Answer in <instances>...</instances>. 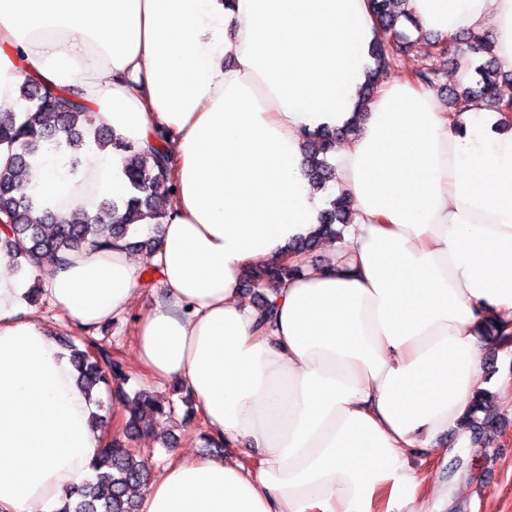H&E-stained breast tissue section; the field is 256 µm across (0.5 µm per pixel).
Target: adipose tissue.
Returning a JSON list of instances; mask_svg holds the SVG:
<instances>
[{
	"label": "adipose tissue",
	"mask_w": 512,
	"mask_h": 512,
	"mask_svg": "<svg viewBox=\"0 0 512 512\" xmlns=\"http://www.w3.org/2000/svg\"><path fill=\"white\" fill-rule=\"evenodd\" d=\"M405 9L442 39L492 33L512 72V0ZM377 36L370 0H0V113L19 112L30 73L134 151L171 158L162 224L139 226L167 299L139 313L135 358L254 463L174 450L141 512H427L406 457L460 431L483 385L482 317L512 325V130L482 104L447 112L407 77L361 100ZM349 120L333 153L348 246L288 255L326 207L302 138ZM87 155L74 168L45 151L28 193L65 219L127 196L123 153ZM277 261L302 273L262 334L241 274ZM12 263L0 251V512H54L107 435ZM28 273L83 329L141 288L121 241Z\"/></svg>",
	"instance_id": "ef3b65f1"
}]
</instances>
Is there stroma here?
I'll list each match as a JSON object with an SVG mask.
<instances>
[{
    "mask_svg": "<svg viewBox=\"0 0 512 512\" xmlns=\"http://www.w3.org/2000/svg\"><path fill=\"white\" fill-rule=\"evenodd\" d=\"M34 307L61 337L82 346L102 348L113 359L120 361L129 375L127 391L146 388L158 397H170L171 384L148 383L135 362L131 333L141 310L140 305H133L127 314L89 330L68 327L43 300H36ZM496 366L497 376L486 383L494 394L491 415L497 423L496 429L488 431L471 445H449L444 455L417 452L407 458L410 468L426 476L424 489L428 492L432 491L436 482L447 481L451 474H466L467 481L453 495L447 512H512V392L503 391L500 386L501 376L512 378V352L499 351ZM174 406V413L152 421L149 432L125 442L127 452L148 458L156 474L162 472L171 450L163 447L162 437H172L173 448L199 456L213 453L200 418L186 419L187 407L182 401H175Z\"/></svg>",
    "mask_w": 512,
    "mask_h": 512,
    "instance_id": "1",
    "label": "stroma"
}]
</instances>
